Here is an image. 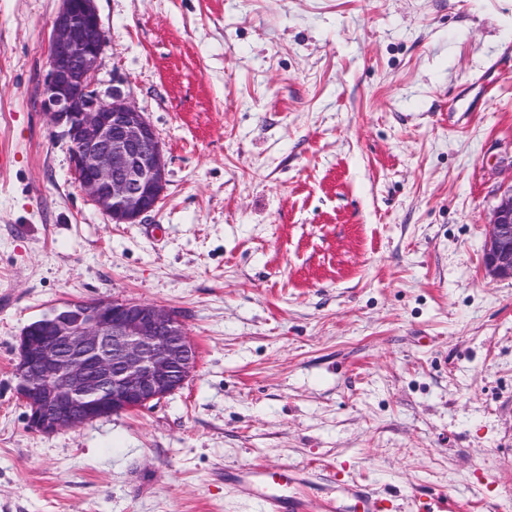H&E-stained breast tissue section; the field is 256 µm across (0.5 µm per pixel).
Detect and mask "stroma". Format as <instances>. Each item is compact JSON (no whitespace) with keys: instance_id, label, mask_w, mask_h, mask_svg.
<instances>
[{"instance_id":"35a3bbf8","label":"stroma","mask_w":512,"mask_h":512,"mask_svg":"<svg viewBox=\"0 0 512 512\" xmlns=\"http://www.w3.org/2000/svg\"><path fill=\"white\" fill-rule=\"evenodd\" d=\"M95 86L145 114L162 200L116 224L41 106L61 0H0V512H256L225 469L512 512V0H94ZM177 311L182 389L31 430L22 329L71 299ZM483 259L490 276L512 279V180L503 186L488 224Z\"/></svg>"}]
</instances>
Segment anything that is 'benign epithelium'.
I'll list each match as a JSON object with an SVG mask.
<instances>
[{"instance_id": "1", "label": "benign epithelium", "mask_w": 512, "mask_h": 512, "mask_svg": "<svg viewBox=\"0 0 512 512\" xmlns=\"http://www.w3.org/2000/svg\"><path fill=\"white\" fill-rule=\"evenodd\" d=\"M104 33L93 0H62L53 19L42 105L63 128L81 192L116 224H135L161 201L167 172L152 124L94 77ZM494 278L512 279V183L500 192L483 250ZM196 346L173 310L135 299L70 300L28 324L16 346V395L31 429L52 434L130 413L180 390Z\"/></svg>"}]
</instances>
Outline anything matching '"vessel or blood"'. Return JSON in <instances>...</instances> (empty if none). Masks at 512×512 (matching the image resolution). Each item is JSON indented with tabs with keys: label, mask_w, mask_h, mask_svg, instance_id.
<instances>
[{
	"label": "vessel or blood",
	"mask_w": 512,
	"mask_h": 512,
	"mask_svg": "<svg viewBox=\"0 0 512 512\" xmlns=\"http://www.w3.org/2000/svg\"><path fill=\"white\" fill-rule=\"evenodd\" d=\"M224 483L231 491L246 492L258 512H336L335 497L315 493L308 474L300 469L271 470L257 465L225 470ZM349 512H385V499L368 484L350 480L344 485Z\"/></svg>",
	"instance_id": "vessel-or-blood-1"
}]
</instances>
